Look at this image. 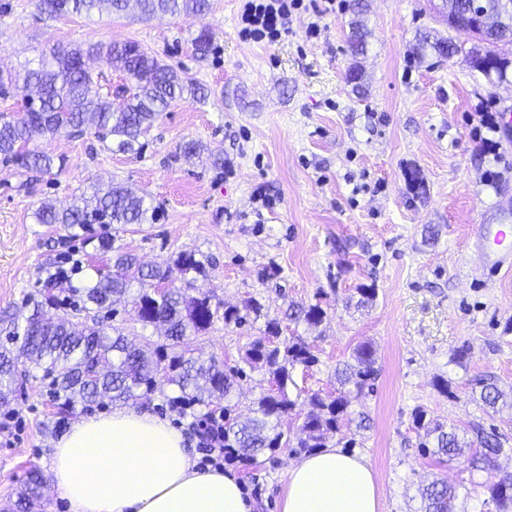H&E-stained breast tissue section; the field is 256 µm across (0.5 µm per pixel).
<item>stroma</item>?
Listing matches in <instances>:
<instances>
[{
	"instance_id": "35a3bbf8",
	"label": "stroma",
	"mask_w": 512,
	"mask_h": 512,
	"mask_svg": "<svg viewBox=\"0 0 512 512\" xmlns=\"http://www.w3.org/2000/svg\"><path fill=\"white\" fill-rule=\"evenodd\" d=\"M197 17L136 7L53 18L36 0H0V69L14 71L40 50L69 44L134 41L197 87L171 104L143 139L141 154L107 149L94 134L41 139L35 150L63 158L62 170L26 174L0 161V313L20 312L49 279L79 288L108 254L63 227L37 224L43 202L62 207L89 182L134 186L160 207L153 224L120 227L113 243L141 262L195 253L201 274L189 294L230 305L255 298L260 318L241 327L215 321L184 347L219 364L242 365L266 319L289 304H318L315 328L283 323L282 337L317 356L296 367L290 395H336L335 368L362 342L379 372L351 395V414L370 427H342L332 444L373 465L382 512H421L419 489L434 477L465 484L456 512H497L486 472L464 461L423 455L418 412L468 439L498 435L512 449V409L492 410L476 382L512 391V272L485 268L473 225L512 198V143L490 132L485 112L512 113V84L488 80L465 55L472 35L450 29L440 0H366L364 54L348 47V0H304L290 30L269 45L240 38V0H208ZM212 35L201 55L194 40ZM451 39L458 53L417 56L421 33ZM357 72L362 92L348 81ZM494 148H486V139ZM198 143L185 157L180 147ZM375 291L358 306L360 291ZM176 386L159 383L137 404L169 418L199 444L193 417L170 412ZM57 409L46 380L17 386L0 408V512H9L27 472L49 474ZM298 453L283 448L228 464L256 512H280V491Z\"/></svg>"
}]
</instances>
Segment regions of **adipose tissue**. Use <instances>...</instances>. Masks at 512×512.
<instances>
[{
	"label": "adipose tissue",
	"mask_w": 512,
	"mask_h": 512,
	"mask_svg": "<svg viewBox=\"0 0 512 512\" xmlns=\"http://www.w3.org/2000/svg\"><path fill=\"white\" fill-rule=\"evenodd\" d=\"M51 481L70 512H252L239 479L198 469L183 433L144 408L81 417L53 444ZM281 512H382L375 472L336 446L292 464Z\"/></svg>",
	"instance_id": "obj_1"
}]
</instances>
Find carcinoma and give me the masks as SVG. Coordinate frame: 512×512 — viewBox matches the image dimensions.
<instances>
[{
  "instance_id": "1",
  "label": "carcinoma",
  "mask_w": 512,
  "mask_h": 512,
  "mask_svg": "<svg viewBox=\"0 0 512 512\" xmlns=\"http://www.w3.org/2000/svg\"><path fill=\"white\" fill-rule=\"evenodd\" d=\"M139 6L141 14L157 12L173 16L194 17L208 8V0H37L39 11L53 17L89 14L109 6L114 12H123L129 3ZM466 0H450L448 27H469L477 44L467 51L472 68L489 79H506L512 70V59L502 55L499 44H512V7L502 0H475L472 6ZM97 58L106 70L118 69L124 73L125 84L119 88L123 98L119 107L112 103V86L106 70L92 73L84 62ZM23 84L38 92V107L21 116H0V156L17 166L48 172L54 159L28 149L39 137H76L94 132L105 140L112 137V145L121 153L139 151V138L153 127L162 112L182 97L188 83L170 66L136 42H110L87 47L54 46L41 55L35 67H24L15 74L0 71V96ZM91 192H82L70 205L57 209L43 204L33 212L37 224H59L75 233L98 227L99 247L112 250V225L153 224L158 220V208L148 201V194L132 187L90 185ZM202 272L201 261L192 252H182L170 262L146 268L137 258L123 251L112 256V273L96 274L82 288H75L80 303L75 320L68 323L52 322L46 318L45 307L54 306L57 296L55 283H47L42 299H29L27 315L16 325L14 337L21 340L19 355L34 368L51 379L50 395L57 405L59 419L76 404H91L107 396L113 402L126 403L138 396L142 387L157 385V375L175 386L182 396L194 403L209 405L225 401L224 448L225 455L235 460H253L267 451L282 447L298 448L310 453L327 447V440L351 422L348 408L351 392H362L374 379L377 369L373 347L359 344L351 360L336 365V383L339 394L332 400L313 393L296 411L299 403L290 398L288 382L297 364L313 366L318 358L302 342L287 344L280 341L281 321L270 318L263 334L255 337L245 354V362L252 369L266 371L271 376V388L258 397L251 415L241 419L232 415L231 394L233 381L215 360L187 357L181 351L184 337L207 330L218 317L220 306L212 305L213 296L191 295L175 286L192 274ZM140 290L134 299L138 321L145 327L160 325L165 328L166 343L155 345L149 341L136 343L118 329L108 333L100 314L113 311L134 285ZM262 305L255 299L242 306L224 308V324L242 325L246 317L259 314ZM285 316L291 322L318 327L326 312L318 304L308 306L290 304ZM17 355V356H19ZM17 356L12 349L0 348V406L9 404L10 386L17 377ZM480 401L492 409L498 405L512 408V395L502 391L489 379L478 381ZM303 419L305 436L296 444L283 439L278 431L282 420L291 414ZM418 428L424 430L422 452L450 462L465 455V450L477 447L470 454L467 466L476 470L495 472L494 479L485 483L489 500L498 512H512V473H500L499 456L512 452L503 446L496 435L480 436L477 441L466 440L458 429L445 428L439 422H425V415L417 417ZM44 477L33 469L23 480L15 507L22 512H33L42 498ZM422 512H453L455 501L461 496V487H452L443 480H434L420 489Z\"/></svg>"
}]
</instances>
